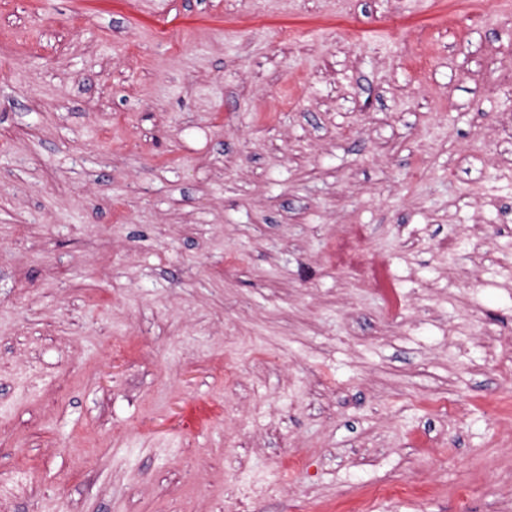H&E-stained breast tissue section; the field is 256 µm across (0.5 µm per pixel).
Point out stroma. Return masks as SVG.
I'll return each instance as SVG.
<instances>
[{
	"label": "stroma",
	"instance_id": "35a3bbf8",
	"mask_svg": "<svg viewBox=\"0 0 512 512\" xmlns=\"http://www.w3.org/2000/svg\"><path fill=\"white\" fill-rule=\"evenodd\" d=\"M509 122L512 0H0V512H512ZM363 239V229L356 227L348 236L340 238L336 243V256L339 259L357 264L359 255V243Z\"/></svg>",
	"mask_w": 512,
	"mask_h": 512
}]
</instances>
